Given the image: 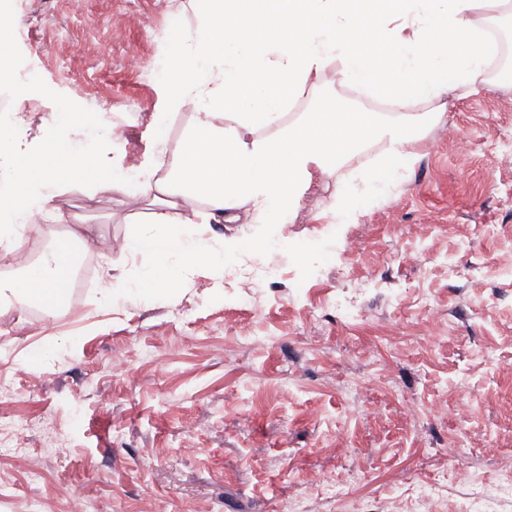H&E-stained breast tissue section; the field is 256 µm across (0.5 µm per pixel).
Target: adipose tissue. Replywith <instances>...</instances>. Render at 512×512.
Listing matches in <instances>:
<instances>
[{
	"label": "adipose tissue",
	"mask_w": 512,
	"mask_h": 512,
	"mask_svg": "<svg viewBox=\"0 0 512 512\" xmlns=\"http://www.w3.org/2000/svg\"><path fill=\"white\" fill-rule=\"evenodd\" d=\"M193 17L172 40L163 84L169 108L189 103L200 117L172 149L166 115H155L151 148L168 155L166 168L143 163L124 176L107 135L70 155L83 120H54L51 153L40 159L0 127L1 253L28 231L32 216L52 214L54 199L76 184L154 205L152 233L131 234L108 270L123 266L125 255L147 254L163 265L202 266L220 279L242 245L212 244L198 225L243 215L254 224L284 223L298 214L314 180L344 169L368 143H381L382 161L337 198V216H352L384 193L449 92L486 84L499 54L491 29L512 22V0H193ZM329 72L339 85L406 110V118L354 112L330 96L285 123L288 108ZM420 102L431 111L411 113ZM83 236L70 232L22 278L0 280V306L62 308L72 244Z\"/></svg>",
	"instance_id": "adipose-tissue-1"
}]
</instances>
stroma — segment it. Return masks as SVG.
<instances>
[{
  "label": "stroma",
  "mask_w": 512,
  "mask_h": 512,
  "mask_svg": "<svg viewBox=\"0 0 512 512\" xmlns=\"http://www.w3.org/2000/svg\"><path fill=\"white\" fill-rule=\"evenodd\" d=\"M187 2L23 0L11 50L35 73L19 94L31 115L25 142L48 150L43 123L57 113L108 112L123 128L117 164H167L147 151L165 109L153 63ZM327 92L391 111L328 76L295 113ZM382 152L367 145L307 192L280 230L304 256L259 251L267 225L223 224L245 245L233 279L160 274L106 309L95 264L38 334L10 308L0 380L17 391L42 373L47 388L17 411L56 431L49 441L39 429L26 435L42 457L39 481L0 456V512H68L76 496L90 512H180L185 497L200 512H512L510 499L477 503L456 478L463 467L489 484L512 465V279L501 274L512 264V90L493 82L449 94L445 124L412 147L383 196L337 225L339 190ZM54 206L11 277L59 227L84 224L113 256L148 222L147 205L130 216L104 189L90 197L73 187ZM368 270L374 283L352 287ZM341 299L360 317L347 319ZM35 346L45 353L32 364ZM462 398L466 419L428 412ZM187 437L196 455L181 454Z\"/></svg>",
  "instance_id": "obj_1"
}]
</instances>
